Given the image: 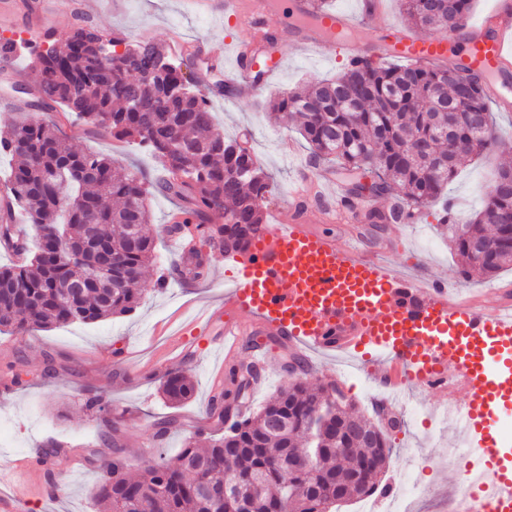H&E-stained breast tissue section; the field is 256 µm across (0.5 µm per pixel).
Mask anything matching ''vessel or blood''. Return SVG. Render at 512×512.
<instances>
[{"instance_id":"obj_1","label":"vessel or blood","mask_w":512,"mask_h":512,"mask_svg":"<svg viewBox=\"0 0 512 512\" xmlns=\"http://www.w3.org/2000/svg\"><path fill=\"white\" fill-rule=\"evenodd\" d=\"M201 2L252 31L224 74L226 89L238 97L255 96L270 83L279 65L268 58L270 47L318 52L335 41L351 59L403 57L479 75L485 93L512 109V0H498L478 26L449 36L418 38L389 25L366 47L350 33L383 15V0H368L359 17L316 12L313 0H290L285 9L278 0ZM276 13L282 20L274 25ZM304 196L297 187L276 223L262 225L246 253L229 255L231 285L223 299L200 309L199 321L223 323L228 355L253 331L346 356L395 402L410 384L465 386L469 399L450 426L470 437L477 473L456 490L453 512H512V448H503L499 429L501 415L512 409V298L490 307L457 300L446 281L415 274L417 258L391 264L316 232L296 210Z\"/></svg>"}]
</instances>
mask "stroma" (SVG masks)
I'll return each mask as SVG.
<instances>
[{"instance_id":"obj_1","label":"stroma","mask_w":512,"mask_h":512,"mask_svg":"<svg viewBox=\"0 0 512 512\" xmlns=\"http://www.w3.org/2000/svg\"><path fill=\"white\" fill-rule=\"evenodd\" d=\"M26 0H0V37L15 40L37 38L48 32L65 34L77 24L100 30H117L127 37L151 31L152 39L166 43L169 32L207 43L211 51L232 67L234 44L248 38L247 28L216 14L187 9L185 0H101L95 15L79 9V0H48L47 13L38 23L24 15ZM282 65L272 84L258 97L239 100L217 97L211 107L215 121L225 136L246 135L259 165L270 175L275 202L267 221H274L279 204L300 179L303 168L312 164L308 144L299 135L290 114L271 117L266 110L270 97L320 82L340 73L346 59L335 49L308 53L293 47L282 48ZM20 79L0 74V131L27 121L28 113L16 111L15 103L32 101L38 77L26 54H19ZM496 134L491 148L480 157L464 161L457 176L444 191L460 222H468L482 208L489 191L491 173L500 164H512V112L495 111ZM67 141L79 150L119 159L131 173L156 182L162 174L153 157L137 144L93 132L75 117L62 111L44 113ZM325 199L309 200L313 226L342 238L356 237L361 247L387 248L404 237L426 271L445 278L452 291L481 296L494 301L502 283L512 284V268L497 279L487 281L460 274V263L440 226L443 205L435 203L418 213L412 224L371 226L350 222L341 210L331 209L327 200L332 187H325ZM150 222L146 226L153 239L157 261L142 279L143 299L135 312L115 315L91 324H72L23 334L0 333V474L6 475L22 499V512H99L93 497L96 482L94 463L122 448L131 469L138 474L143 459L174 458L184 440L196 429L207 435H221L224 427L207 407L213 394L217 369L224 365L223 351L208 348L181 365V372L196 382L195 396L183 403H169L161 386L173 367L168 359L176 349V335L187 321L191 308L217 299L224 292V255L213 252L207 276L200 280L170 281L166 288L158 282L165 277L180 254L167 234L170 216L180 210L181 201L160 192L148 196ZM133 345L138 359L128 368L123 357L125 345ZM267 350V367L260 389L251 391L245 409L259 407L286 386L291 379L285 364L291 351L263 336L254 337L237 354L249 362L257 348ZM52 378H45V370ZM306 378L313 384L339 383L346 396L366 417H374L376 390L361 367L337 362L330 357L309 361ZM95 390L111 399L116 421L104 430L99 419L81 405L84 390ZM444 400L442 393L407 391L394 413L397 427L389 432L391 453L381 477L384 485L401 494L400 474L406 461L415 464L418 480L426 494L411 502V512H451L448 500L463 480L461 460L449 457L448 447L457 435L447 427L428 426L432 413ZM169 422L165 439L154 433L160 422ZM59 447L57 468L68 475V487L57 491L48 472L37 474L18 470L17 462L38 442Z\"/></svg>"}]
</instances>
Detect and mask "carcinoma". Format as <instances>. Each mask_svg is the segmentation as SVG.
I'll return each mask as SVG.
<instances>
[{
    "label": "carcinoma",
    "instance_id": "1",
    "mask_svg": "<svg viewBox=\"0 0 512 512\" xmlns=\"http://www.w3.org/2000/svg\"><path fill=\"white\" fill-rule=\"evenodd\" d=\"M408 27L454 31L468 18L472 0H400ZM102 36L92 26L78 25L60 38L49 36V48L30 50L40 81L32 106L50 112L60 105L96 130L137 139L152 149L164 172L162 189L183 201L182 224L192 226L211 248L226 254L244 251L265 223L273 188L270 176L251 150L228 140L215 128L209 98L203 91L178 94L177 66L168 73L150 71L148 56L137 49L124 58L100 50ZM476 123H462L458 137L466 147L448 148V113L459 96ZM273 112H293L298 131L318 160H334L354 198L404 189V206L384 215L370 212L373 224L411 220L438 199L458 172L463 156H480L492 140L487 96L477 80L453 67H405L350 62L334 80L318 82L269 101ZM0 147L18 157L7 186L8 200L0 211V240L29 256L0 266V326L11 333L74 323H94L133 312L142 300L146 265L155 260V245L146 235L150 214L148 182L128 173L110 156L80 152L36 117L16 125ZM372 174L371 186L362 178ZM25 212L33 236L22 234L12 220V206ZM512 208V189L488 194L468 224L443 222L448 241L470 272L493 279L512 266V231L501 224ZM220 212L232 221L229 233L217 234L209 217ZM95 224L96 239L76 261L72 242ZM492 249L490 262H476L473 248ZM206 255L197 252L193 266L173 262L171 276H204ZM71 281H87L80 303L65 297ZM299 373L270 400L249 414L239 409L244 388L257 380L254 365L231 368V388L211 403L210 412L224 421V435L200 444L201 434L186 440L171 461L147 462L142 476H128L122 450L96 464L95 500L109 512H237L235 503L218 505L201 497L197 487L236 483L250 500V512H272L288 499V512H324L326 501L346 503L379 489L390 448L387 429L358 415L351 402L333 400L336 388H315ZM173 404L189 400L193 380L174 373L162 384ZM83 406L111 428L112 403L92 389ZM284 420L280 431H268L269 420ZM343 448V455L336 449ZM292 458L295 471L273 467ZM368 471L354 480L357 467Z\"/></svg>",
    "mask_w": 512,
    "mask_h": 512
}]
</instances>
